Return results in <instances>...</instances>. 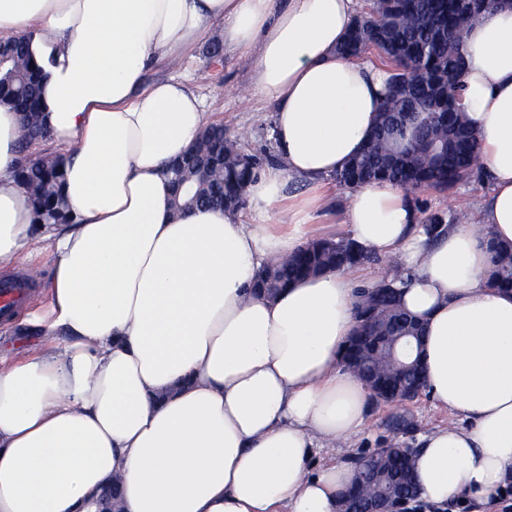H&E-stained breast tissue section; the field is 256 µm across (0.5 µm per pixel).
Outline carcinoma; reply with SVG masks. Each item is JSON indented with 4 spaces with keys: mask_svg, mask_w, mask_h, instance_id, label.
<instances>
[{
    "mask_svg": "<svg viewBox=\"0 0 512 512\" xmlns=\"http://www.w3.org/2000/svg\"><path fill=\"white\" fill-rule=\"evenodd\" d=\"M340 45L350 58L376 50L390 76L379 122L362 151L333 176L337 184L355 189L369 180H386L408 192H447L480 175L478 142L462 106L464 57L460 43L468 26L456 0H368ZM223 39L214 35L207 47L210 64H223ZM44 71L37 63L30 40L19 37L0 42V104L17 112L23 127L15 177L27 192L35 224H73L75 215L64 195L66 157L46 154L31 157L29 149L48 137L40 114V87ZM195 152L224 157V165L208 174L173 161V207L222 208L224 200L243 198L256 169L243 162L237 141L224 136V125L208 127ZM466 213L426 218L428 234L445 223H458ZM488 285L512 289V242L494 239L487 245ZM370 259L347 236L309 240L287 259L271 264L258 287L270 295L288 284L327 271H345ZM372 318L389 327L408 316L396 288L390 284L367 291Z\"/></svg>",
    "mask_w": 512,
    "mask_h": 512,
    "instance_id": "carcinoma-1",
    "label": "carcinoma"
}]
</instances>
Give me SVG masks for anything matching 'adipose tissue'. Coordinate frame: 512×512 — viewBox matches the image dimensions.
Listing matches in <instances>:
<instances>
[{"mask_svg": "<svg viewBox=\"0 0 512 512\" xmlns=\"http://www.w3.org/2000/svg\"><path fill=\"white\" fill-rule=\"evenodd\" d=\"M359 0H0V41L32 37L42 117L68 162L72 224H36L14 169L22 129L0 106V266L53 250L42 348L0 365V512H338L350 461L309 464L363 433L370 395L339 364L356 271L254 293L306 241L327 178L365 145L388 74L338 54ZM255 54L246 101L272 106L284 164L254 176L246 211L173 215L164 170L211 119L176 77L209 32ZM463 98L489 191L430 238L412 198L356 189L347 233L410 275L426 389L455 424L420 435L421 500L489 502L512 481V290L488 287L487 238L512 242V6L461 44ZM310 192L292 201L291 180Z\"/></svg>", "mask_w": 512, "mask_h": 512, "instance_id": "1", "label": "adipose tissue"}]
</instances>
